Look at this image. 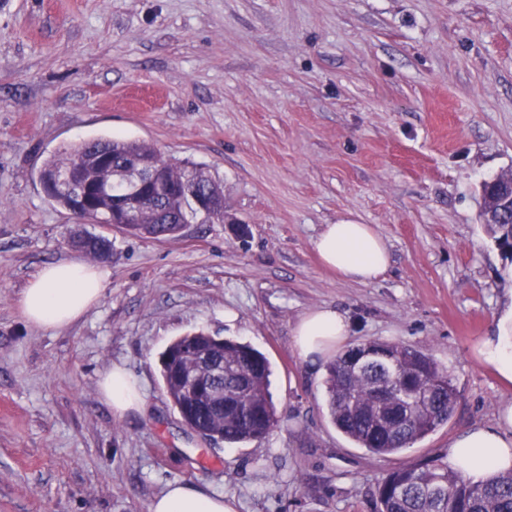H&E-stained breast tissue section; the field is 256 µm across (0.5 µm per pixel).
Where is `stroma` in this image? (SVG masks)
Wrapping results in <instances>:
<instances>
[{
  "label": "stroma",
  "instance_id": "stroma-1",
  "mask_svg": "<svg viewBox=\"0 0 512 512\" xmlns=\"http://www.w3.org/2000/svg\"><path fill=\"white\" fill-rule=\"evenodd\" d=\"M148 142L224 189V220L113 243L99 304L51 331L19 293L75 258L73 219L39 179L93 137ZM512 173V0H0V512H146L167 483L237 512H377L378 480L443 456L512 400L476 352L512 301V259L484 228L481 184ZM372 225L371 283L325 268L324 225ZM333 308L350 342L411 344L445 368L448 423L379 458L331 422L325 366L292 330ZM202 328L271 365L278 425L230 445L182 424L160 356ZM146 410L100 398L112 364Z\"/></svg>",
  "mask_w": 512,
  "mask_h": 512
}]
</instances>
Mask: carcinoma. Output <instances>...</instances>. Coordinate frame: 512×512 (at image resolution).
Segmentation results:
<instances>
[{
	"mask_svg": "<svg viewBox=\"0 0 512 512\" xmlns=\"http://www.w3.org/2000/svg\"><path fill=\"white\" fill-rule=\"evenodd\" d=\"M160 156L154 146L137 140L96 138L53 154L44 163L49 172L77 167L86 158L98 160L101 191L87 204L90 217L76 212L72 194L61 189L46 191L58 207L79 221L101 224L112 219L104 210L106 183L112 160ZM171 185L194 181L204 188L214 181L188 162L167 158ZM193 210L187 198L169 196L160 205L150 204L141 220L125 231L137 236L172 237L180 219ZM204 346L210 356L224 363V391L239 392L248 415L224 418L216 426L224 442L238 444L262 439L277 427L276 410L268 391L266 357L248 344L215 340L205 329H195L175 341L168 350ZM366 361L357 366L347 352L326 365V406L336 429L372 455H397L448 423L457 391L448 372L422 349L402 343L370 340L355 345ZM162 378L182 422L191 429H207L212 422L210 406L177 380L171 364H162ZM378 512H512V469L493 478L474 482L446 462L435 460L404 464L387 472L377 484Z\"/></svg>",
	"mask_w": 512,
	"mask_h": 512,
	"instance_id": "obj_1",
	"label": "carcinoma"
}]
</instances>
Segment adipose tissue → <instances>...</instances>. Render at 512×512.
<instances>
[{
    "label": "adipose tissue",
    "instance_id": "1",
    "mask_svg": "<svg viewBox=\"0 0 512 512\" xmlns=\"http://www.w3.org/2000/svg\"><path fill=\"white\" fill-rule=\"evenodd\" d=\"M314 248L322 263L338 276L361 283L373 281L390 264L383 238L368 224L325 225ZM109 276V270L61 260L45 266L29 281L18 306L30 324L59 330L81 319L99 302ZM348 335L346 317L331 308L305 313L293 329L299 356L311 362L326 359ZM476 351L504 382L512 384V307L501 315L497 334L484 337ZM99 390L115 417L144 409L138 380L121 365H113L101 375ZM446 454L453 467L475 482L512 468V403L503 406L494 424L472 426L451 439ZM147 512H235V508L223 495L175 481L150 500Z\"/></svg>",
    "mask_w": 512,
    "mask_h": 512
}]
</instances>
